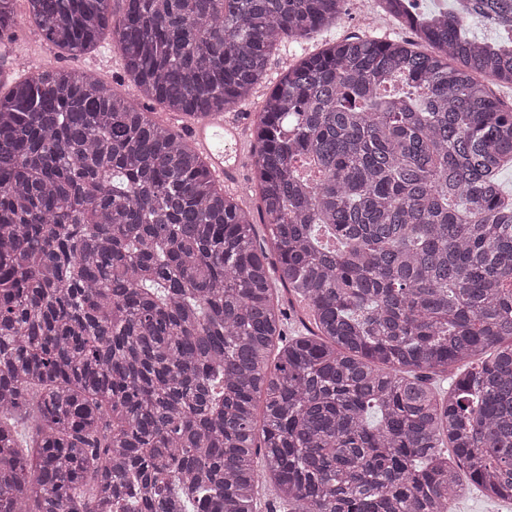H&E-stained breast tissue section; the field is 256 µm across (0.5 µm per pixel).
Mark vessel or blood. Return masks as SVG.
Segmentation results:
<instances>
[{
	"mask_svg": "<svg viewBox=\"0 0 512 512\" xmlns=\"http://www.w3.org/2000/svg\"><path fill=\"white\" fill-rule=\"evenodd\" d=\"M184 134L189 143L206 157L213 176L234 184L238 181L242 156L230 153L229 145L240 142L242 123L226 121L223 115L201 118L188 124Z\"/></svg>",
	"mask_w": 512,
	"mask_h": 512,
	"instance_id": "obj_1",
	"label": "vessel or blood"
}]
</instances>
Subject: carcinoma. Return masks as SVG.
Returning a JSON list of instances; mask_svg holds the SVG:
<instances>
[{
	"instance_id": "carcinoma-1",
	"label": "carcinoma",
	"mask_w": 512,
	"mask_h": 512,
	"mask_svg": "<svg viewBox=\"0 0 512 512\" xmlns=\"http://www.w3.org/2000/svg\"><path fill=\"white\" fill-rule=\"evenodd\" d=\"M110 2L25 22L70 54L112 30L136 91L194 119L345 0ZM471 11L497 42L458 35V3L281 73L254 128L273 264L206 158L107 82L33 66L0 94V512H258L263 478L287 512L512 500V0ZM278 295L279 298L281 296L284 306L288 310V331L292 332V334L307 333L303 328V324L310 325V314L305 302L292 294L288 295L282 289L279 290Z\"/></svg>"
}]
</instances>
